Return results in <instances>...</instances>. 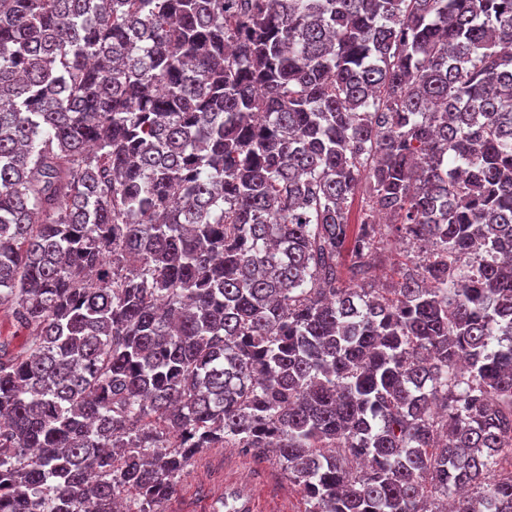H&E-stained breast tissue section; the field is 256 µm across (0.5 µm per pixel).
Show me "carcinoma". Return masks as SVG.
Instances as JSON below:
<instances>
[{
  "instance_id": "obj_1",
  "label": "carcinoma",
  "mask_w": 512,
  "mask_h": 512,
  "mask_svg": "<svg viewBox=\"0 0 512 512\" xmlns=\"http://www.w3.org/2000/svg\"><path fill=\"white\" fill-rule=\"evenodd\" d=\"M1 306L0 512H512V0H0ZM404 251L391 248L384 249L378 256L372 261V275L378 283L389 284L394 281L395 270L398 265L404 261ZM27 332L20 328L7 310H0V341L9 345L10 349L18 350L24 345ZM238 475L257 499V512H306L300 488L288 481L274 460L243 455L238 448H205L181 475L166 512H234L222 507L224 490L238 502L239 512H254L253 499L240 491ZM225 480V483H224ZM225 485V486H224ZM216 503L218 510H212ZM275 509L270 511V508Z\"/></svg>"
}]
</instances>
